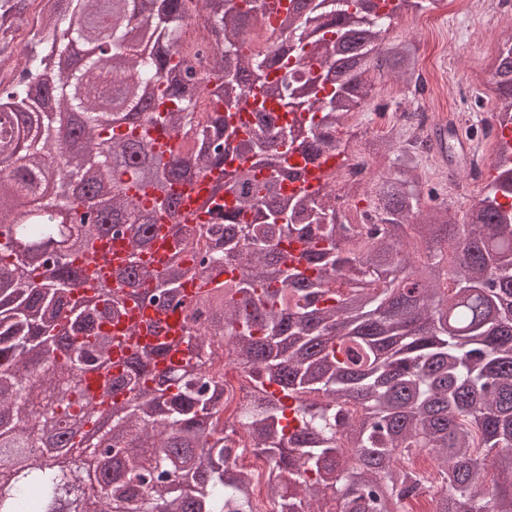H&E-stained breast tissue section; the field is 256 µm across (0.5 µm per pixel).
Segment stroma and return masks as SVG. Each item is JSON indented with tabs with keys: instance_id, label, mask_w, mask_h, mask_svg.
Here are the masks:
<instances>
[{
	"instance_id": "1",
	"label": "stroma",
	"mask_w": 512,
	"mask_h": 512,
	"mask_svg": "<svg viewBox=\"0 0 512 512\" xmlns=\"http://www.w3.org/2000/svg\"><path fill=\"white\" fill-rule=\"evenodd\" d=\"M412 41L417 49L419 68H430L437 79L433 106L437 111L460 112L462 121H479L483 101L494 98L490 77L500 52L512 45V12L485 16L480 27L461 20L449 0H409L407 9L394 19L382 35L383 45ZM367 79L373 91L361 105L360 127H339V139H353L355 154L365 156L370 173L360 192L346 195L340 211L366 210L373 201L372 190L382 176L389 174L387 159L371 154V142L387 135L390 128L402 126V114L412 106L410 87L401 79L372 70ZM456 87V99H449V87ZM447 172L438 163L425 161L421 169L423 186L431 188L438 201L448 205L457 219H464L482 195V183L468 174L456 176L458 188L448 191Z\"/></svg>"
}]
</instances>
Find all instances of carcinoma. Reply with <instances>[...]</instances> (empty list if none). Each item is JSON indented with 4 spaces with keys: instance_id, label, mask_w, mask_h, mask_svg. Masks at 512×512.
Segmentation results:
<instances>
[{
    "instance_id": "1",
    "label": "carcinoma",
    "mask_w": 512,
    "mask_h": 512,
    "mask_svg": "<svg viewBox=\"0 0 512 512\" xmlns=\"http://www.w3.org/2000/svg\"><path fill=\"white\" fill-rule=\"evenodd\" d=\"M0 0V114L11 127L0 151L24 150L27 164L0 175V197L42 198L43 174L54 167L56 111L79 112L77 144L84 163L69 177L93 182L90 200L102 207L100 238L113 216L127 226L134 252L152 248L160 215L179 206L173 186L191 182L162 159L150 129L182 134L180 152L197 176L218 171L210 198L231 204L206 209L202 224L171 233L166 270L130 262L119 281L128 299L157 280L156 305L166 307L186 275L212 284L190 315L187 340L142 350L163 365L145 366L133 353L106 382L112 402L96 404L89 388L55 412L70 427L73 448L99 451L123 463L111 497H84L79 512H138L147 498L158 512H256L250 476L229 464L241 452V431L257 455L270 459L269 490L280 512H405L406 500L434 478V512H512V167L498 170L468 219L454 221L438 204L423 209L418 169L433 150L413 134L393 143L392 173L375 189L374 224L340 222L336 171L310 193L285 190L298 173L286 167L291 150L308 162L341 156L337 128L371 92L376 67L419 87L416 47L401 41L374 54L386 23L408 0H286L279 26L265 45L251 40L260 23L258 0H162L144 12L141 0H70L67 22L53 19L56 0ZM37 15L51 37L57 71L34 64L22 83L17 68L29 44L20 26ZM201 15L219 41L208 51L226 66L207 68L210 110H198L195 67L187 65L182 31ZM111 30L112 64L87 55L68 69L73 45ZM296 76L291 92L317 107L300 119L307 136L279 106L280 96L229 128L256 79L279 83ZM498 118L512 123V45L494 72ZM122 95L124 124L103 111L109 88ZM51 223L32 224L42 244ZM12 261L0 284V437L25 421L28 445L47 446L38 408L48 392L81 365H101L109 346L103 326L123 314L119 299L88 306L71 290L82 278L74 261L57 262L56 281L33 287L36 268L0 244V263ZM206 316V326L196 323ZM228 339L245 368L247 392L236 421L220 417L224 375L217 343ZM26 360L35 380L21 382ZM142 402H124L130 393ZM427 452L434 472L413 468ZM508 485L487 480L489 457ZM55 479L27 478L0 512H52Z\"/></svg>"
}]
</instances>
